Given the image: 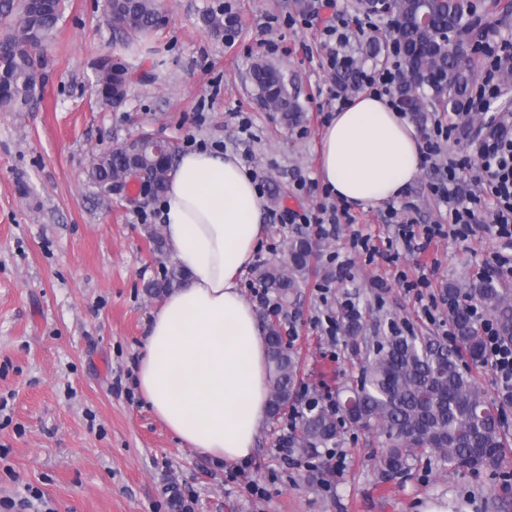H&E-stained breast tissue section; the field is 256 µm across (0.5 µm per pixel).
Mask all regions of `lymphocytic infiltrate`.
<instances>
[{"instance_id": "obj_1", "label": "lymphocytic infiltrate", "mask_w": 512, "mask_h": 512, "mask_svg": "<svg viewBox=\"0 0 512 512\" xmlns=\"http://www.w3.org/2000/svg\"><path fill=\"white\" fill-rule=\"evenodd\" d=\"M493 126V133L473 137L470 147L478 160L473 180L492 195L494 209L484 210L479 199L459 193L456 187L458 172L467 167L468 161L449 158L442 179L429 186L432 196L447 208L448 223L444 226L428 224L418 229L411 221L400 222L397 236L407 250H418L419 240L429 241L444 234L465 240L478 228L512 239V120L502 117L494 121ZM483 329L486 362L493 368L506 398L510 399L512 346L499 343L493 322L484 321Z\"/></svg>"}]
</instances>
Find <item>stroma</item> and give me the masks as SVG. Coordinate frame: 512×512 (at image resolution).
<instances>
[{"mask_svg":"<svg viewBox=\"0 0 512 512\" xmlns=\"http://www.w3.org/2000/svg\"><path fill=\"white\" fill-rule=\"evenodd\" d=\"M227 4L238 20L233 34L210 32L202 14ZM157 8L162 26L127 46L106 21V0H65L37 104L0 112V512L28 484L46 500L31 512H178L164 492L170 484L194 498L195 512H420L436 499L448 512H512L502 489L512 452L476 472L422 456L406 476L384 481L377 435L351 427L335 455L322 450L287 464L278 451L285 417L260 427L248 461L219 466L177 442L141 400L135 370L159 303L145 286L162 262L146 228L159 213L153 203L107 198L86 177L96 154L140 132L180 151L193 141L234 153L263 176L265 234L255 262L285 259L300 236L316 242L315 273L278 316L301 361L304 395L335 393L359 375L347 339L326 331V316H338L344 301L360 310L366 335L387 333L393 320L442 340L447 306L428 309L408 282L428 277L441 298L449 281L481 274L491 253L512 255V242L479 230L391 257L396 225L383 205L353 211V223L334 236L314 224L276 223L283 209L315 214L333 203L317 179L320 135L336 110L323 35L303 25L294 0H157ZM104 56L130 76L116 109L93 89ZM260 60L284 75L300 124L260 106L249 81ZM442 171L441 162L422 164L396 201L414 223H447L429 192ZM358 234L370 236L374 259L354 247ZM252 479L264 497L252 494Z\"/></svg>","mask_w":512,"mask_h":512,"instance_id":"stroma-1","label":"stroma"}]
</instances>
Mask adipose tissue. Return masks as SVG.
I'll use <instances>...</instances> for the list:
<instances>
[{
	"label": "adipose tissue",
	"instance_id": "obj_1",
	"mask_svg": "<svg viewBox=\"0 0 512 512\" xmlns=\"http://www.w3.org/2000/svg\"><path fill=\"white\" fill-rule=\"evenodd\" d=\"M421 163L418 131L385 97H356L321 134L319 180L356 210L403 197ZM160 210L187 280L152 314L137 390L183 445L218 464L247 461L267 416L268 363L239 281L264 235L265 199L237 155L191 149L177 157Z\"/></svg>",
	"mask_w": 512,
	"mask_h": 512
}]
</instances>
